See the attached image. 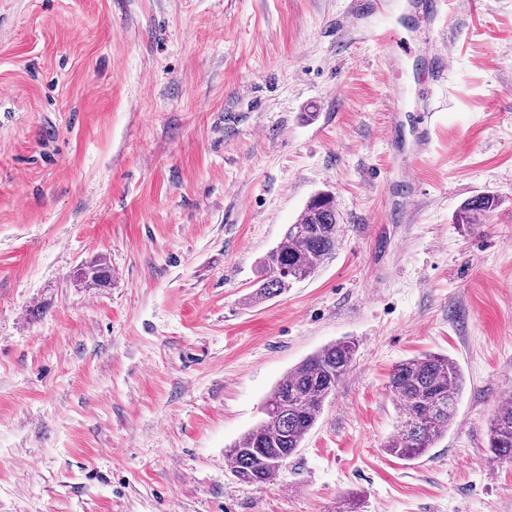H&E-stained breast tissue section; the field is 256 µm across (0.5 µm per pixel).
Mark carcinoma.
<instances>
[{
  "mask_svg": "<svg viewBox=\"0 0 512 512\" xmlns=\"http://www.w3.org/2000/svg\"><path fill=\"white\" fill-rule=\"evenodd\" d=\"M497 207L495 196L475 195L461 205L456 223L478 224ZM339 230L333 195L316 193L295 223L287 225L282 242L261 261L254 301L276 297L292 283L313 275L336 250ZM111 278L109 267L100 259L79 268L76 275L85 288H105ZM355 352V342L338 340L288 370L264 401L261 420L226 450L230 469L239 481L267 484L276 480L283 462L301 447L314 427ZM390 388L403 413L383 448L399 460L412 461L435 447L448 432L461 398L463 375L452 359L427 353L395 365ZM488 433L489 451L512 463V402L497 409Z\"/></svg>",
  "mask_w": 512,
  "mask_h": 512,
  "instance_id": "carcinoma-1",
  "label": "carcinoma"
}]
</instances>
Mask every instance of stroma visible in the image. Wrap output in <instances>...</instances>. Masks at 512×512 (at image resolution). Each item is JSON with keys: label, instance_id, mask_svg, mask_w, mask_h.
<instances>
[{"label": "stroma", "instance_id": "stroma-1", "mask_svg": "<svg viewBox=\"0 0 512 512\" xmlns=\"http://www.w3.org/2000/svg\"><path fill=\"white\" fill-rule=\"evenodd\" d=\"M402 2L0 0V512H512L486 437L512 394V0H441L432 79L373 39L419 46ZM320 190L335 252L254 301ZM484 192L490 220L456 223ZM99 258L110 286L77 285ZM344 337L301 447L239 482L226 448ZM429 352L463 393L401 461L389 376Z\"/></svg>", "mask_w": 512, "mask_h": 512}]
</instances>
